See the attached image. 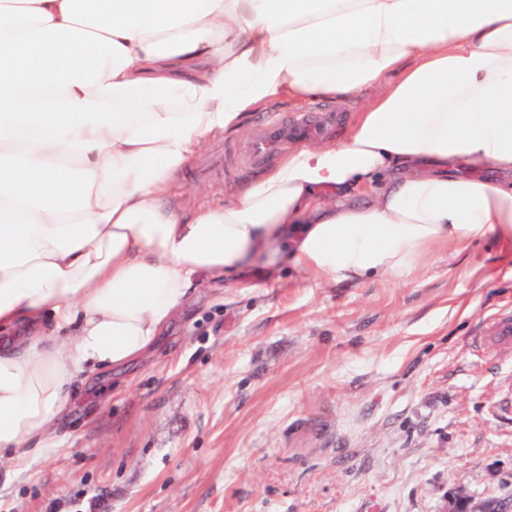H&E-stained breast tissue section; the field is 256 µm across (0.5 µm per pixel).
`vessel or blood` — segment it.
Here are the masks:
<instances>
[{
    "instance_id": "1",
    "label": "vessel or blood",
    "mask_w": 512,
    "mask_h": 512,
    "mask_svg": "<svg viewBox=\"0 0 512 512\" xmlns=\"http://www.w3.org/2000/svg\"><path fill=\"white\" fill-rule=\"evenodd\" d=\"M335 121V115L320 106L286 122H267L251 142L250 158L257 164L265 162L277 154L281 147L322 134ZM481 343L488 353L512 349V317L505 315L496 319L482 336Z\"/></svg>"
}]
</instances>
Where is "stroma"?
Returning <instances> with one entry per match:
<instances>
[{
	"mask_svg": "<svg viewBox=\"0 0 512 512\" xmlns=\"http://www.w3.org/2000/svg\"><path fill=\"white\" fill-rule=\"evenodd\" d=\"M275 102L188 160L177 185L224 205ZM512 251L436 246L410 276L320 283L292 269L201 289L156 350L75 382L62 448L0 478V512H448L512 494V351L472 336L512 313Z\"/></svg>",
	"mask_w": 512,
	"mask_h": 512,
	"instance_id": "35a3bbf8",
	"label": "stroma"
}]
</instances>
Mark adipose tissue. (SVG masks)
<instances>
[{"label":"adipose tissue","instance_id":"obj_1","mask_svg":"<svg viewBox=\"0 0 512 512\" xmlns=\"http://www.w3.org/2000/svg\"><path fill=\"white\" fill-rule=\"evenodd\" d=\"M374 87L342 142L289 148L224 207L164 206L248 113ZM509 174L512 0H0V464L60 447L82 373L256 260L336 283L512 247Z\"/></svg>","mask_w":512,"mask_h":512}]
</instances>
